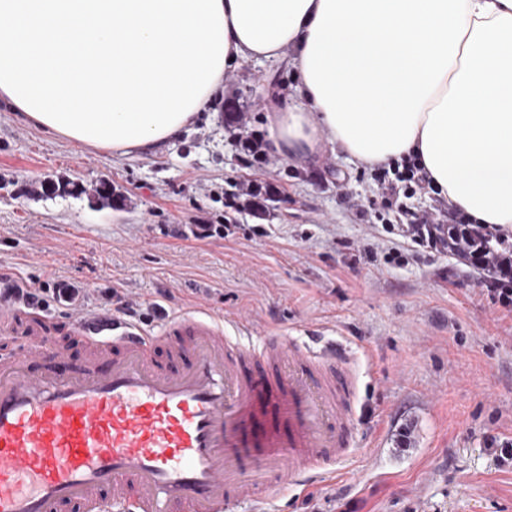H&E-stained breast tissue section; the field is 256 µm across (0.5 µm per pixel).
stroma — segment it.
Returning <instances> with one entry per match:
<instances>
[{"instance_id": "35a3bbf8", "label": "stroma", "mask_w": 512, "mask_h": 512, "mask_svg": "<svg viewBox=\"0 0 512 512\" xmlns=\"http://www.w3.org/2000/svg\"><path fill=\"white\" fill-rule=\"evenodd\" d=\"M295 84L287 59L245 62L180 140L120 158L1 103L0 278L79 288L90 317L139 301L148 335L197 310L232 336L227 318L240 312L252 335L350 349L364 382L352 459L312 487L278 490L268 512H512V468L492 451L512 440V310L483 291L474 263L399 236L407 214L441 207L433 194L377 224L359 210L380 199L373 171L346 154L245 163L244 139L265 136L271 102ZM48 181L84 191L46 195ZM103 181L123 206L91 198ZM246 183L275 187L263 214L228 208ZM198 224L232 232L199 239ZM74 317L52 301L20 308L0 351L15 336H53L83 354L66 329Z\"/></svg>"}]
</instances>
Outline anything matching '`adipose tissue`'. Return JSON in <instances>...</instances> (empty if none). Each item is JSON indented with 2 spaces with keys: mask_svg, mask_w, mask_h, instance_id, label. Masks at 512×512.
Listing matches in <instances>:
<instances>
[{
  "mask_svg": "<svg viewBox=\"0 0 512 512\" xmlns=\"http://www.w3.org/2000/svg\"><path fill=\"white\" fill-rule=\"evenodd\" d=\"M286 48L276 154L417 156L450 210L512 235V0H0V103L125 157L191 129L227 70Z\"/></svg>",
  "mask_w": 512,
  "mask_h": 512,
  "instance_id": "obj_1",
  "label": "adipose tissue"
}]
</instances>
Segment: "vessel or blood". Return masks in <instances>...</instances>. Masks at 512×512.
I'll return each instance as SVG.
<instances>
[{"label":"vessel or blood","mask_w":512,"mask_h":512,"mask_svg":"<svg viewBox=\"0 0 512 512\" xmlns=\"http://www.w3.org/2000/svg\"><path fill=\"white\" fill-rule=\"evenodd\" d=\"M73 332L81 359L49 337L0 357V512H233L353 448L361 374L336 348L248 346L190 311Z\"/></svg>","instance_id":"vessel-or-blood-1"}]
</instances>
